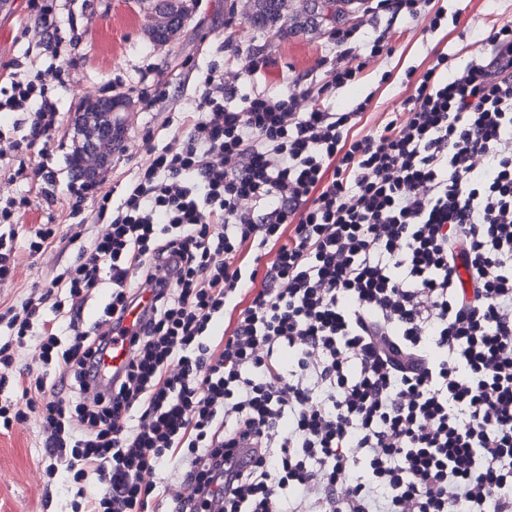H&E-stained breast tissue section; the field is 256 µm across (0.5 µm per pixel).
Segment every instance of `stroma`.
Here are the masks:
<instances>
[{"mask_svg":"<svg viewBox=\"0 0 512 512\" xmlns=\"http://www.w3.org/2000/svg\"><path fill=\"white\" fill-rule=\"evenodd\" d=\"M437 6L457 23L447 28L424 33L418 30H389L392 55L368 64L355 87L343 88L332 98V105L346 107L361 99H369L367 128H375L383 114L392 111L412 94V85L403 81L407 69L423 74L441 53L453 54L456 64L468 62L479 49L484 30L512 21V0H435ZM247 0H198L185 25L167 44H152L144 32L147 20L140 0H60L59 24L67 26L76 20L84 33L72 48L70 56L79 64L81 78L70 86L57 89L55 98L61 122L53 144L49 165L57 174L55 183L43 181L15 184L0 182V196L27 195L30 205L19 221L25 227L46 223L54 212L49 198L61 195L72 179L67 157L71 150L73 118L80 106L83 91L102 92L112 85L137 81L140 75L166 85L169 97L149 110H125L122 147L112 157L104 172L105 181L121 179L132 171L143 155L140 151L146 132H153L156 145H165L170 130L161 123L168 110L189 102L194 87L188 82L191 71H202L221 61L223 38L235 43H257L260 50L276 59L267 80L274 87L288 86L303 80L321 57L333 56L324 34L314 36L298 32L285 37L274 33H257L247 22ZM27 0H0V63L24 59L40 32L29 22ZM393 77L382 80L384 71ZM78 253L77 245L64 253L48 252L39 258L20 253L12 281L0 284V298L10 301L33 286L44 283L62 272L65 264ZM38 415L27 422L0 432V512H71L75 488L70 474L59 472L53 490L52 504L43 501L45 476L39 446Z\"/></svg>","mask_w":512,"mask_h":512,"instance_id":"35a3bbf8","label":"stroma"}]
</instances>
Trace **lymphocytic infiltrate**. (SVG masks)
Returning <instances> with one entry per match:
<instances>
[{
  "instance_id": "f902f5d3",
  "label": "lymphocytic infiltrate",
  "mask_w": 512,
  "mask_h": 512,
  "mask_svg": "<svg viewBox=\"0 0 512 512\" xmlns=\"http://www.w3.org/2000/svg\"><path fill=\"white\" fill-rule=\"evenodd\" d=\"M429 3L364 12L432 31L443 15ZM28 7L54 62L0 67V112L14 116L0 177L51 182V88L81 35L61 30L57 0ZM328 41L335 67L277 92L260 83L271 58L236 49L165 118L167 144L144 137L121 191L82 182L54 223L25 230L29 257L63 224L80 249L43 292L0 301V430L39 413L46 480L66 463L72 512L156 500L167 512H512V25L485 31L466 65L437 56L361 137L367 101L315 98L392 48L374 30ZM90 194L105 229L89 238L77 217ZM273 245L264 274L241 264ZM147 291L128 365L89 395L113 328ZM245 292L232 334L212 336ZM34 337L42 370H14L12 347Z\"/></svg>"
}]
</instances>
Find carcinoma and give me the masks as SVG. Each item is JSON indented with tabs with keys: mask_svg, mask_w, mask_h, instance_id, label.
<instances>
[{
	"mask_svg": "<svg viewBox=\"0 0 512 512\" xmlns=\"http://www.w3.org/2000/svg\"><path fill=\"white\" fill-rule=\"evenodd\" d=\"M197 0H144V11L152 19L147 27L150 40L158 43L171 41L191 16ZM308 17L304 24L323 25L336 22V7L324 11L319 0H309ZM250 21L268 31L284 32L283 0H254ZM117 102L96 101L81 112L75 113L74 130L79 140L73 142L70 154L72 176L86 179L96 174L87 164L93 158L104 164L112 159L124 135L121 115L115 112Z\"/></svg>",
	"mask_w": 512,
	"mask_h": 512,
	"instance_id": "1",
	"label": "carcinoma"
}]
</instances>
